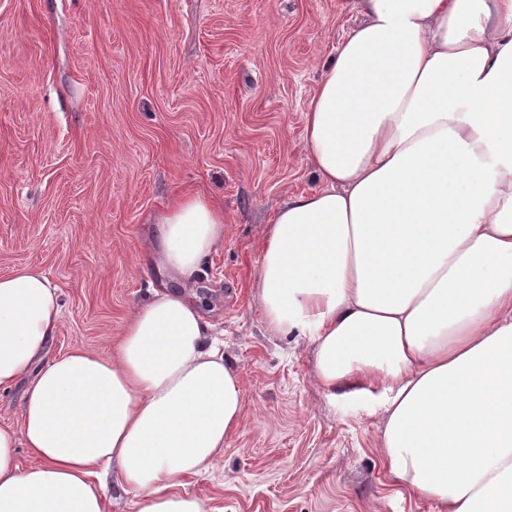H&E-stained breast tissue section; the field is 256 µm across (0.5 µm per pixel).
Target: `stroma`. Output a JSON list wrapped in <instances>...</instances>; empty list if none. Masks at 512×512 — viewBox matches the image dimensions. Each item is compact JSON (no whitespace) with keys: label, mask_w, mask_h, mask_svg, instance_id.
Masks as SVG:
<instances>
[{"label":"stroma","mask_w":512,"mask_h":512,"mask_svg":"<svg viewBox=\"0 0 512 512\" xmlns=\"http://www.w3.org/2000/svg\"><path fill=\"white\" fill-rule=\"evenodd\" d=\"M359 19L356 0H0V275L58 286L49 355L109 352L160 286L152 214L187 191L224 208L198 281L243 410L187 481L207 512H437L386 472L377 403L323 390L315 343L254 299L275 211L317 185L306 104Z\"/></svg>","instance_id":"35a3bbf8"}]
</instances>
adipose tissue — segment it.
<instances>
[{
	"instance_id": "ef3b65f1",
	"label": "adipose tissue",
	"mask_w": 512,
	"mask_h": 512,
	"mask_svg": "<svg viewBox=\"0 0 512 512\" xmlns=\"http://www.w3.org/2000/svg\"><path fill=\"white\" fill-rule=\"evenodd\" d=\"M358 9L305 113L318 186L276 212L256 301L272 333L316 343L323 389L380 383V452L407 491L512 512V0ZM151 222L174 286L110 353L46 357L57 287L0 276V388L29 379L20 423H0V512H107L114 469L140 512H205L184 480L223 457L243 404L195 292L224 209L186 192Z\"/></svg>"
}]
</instances>
